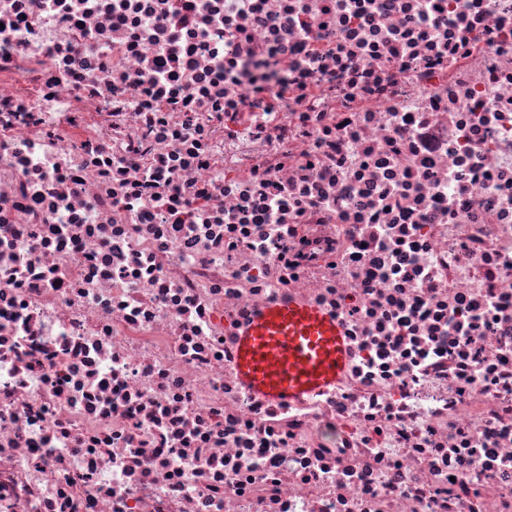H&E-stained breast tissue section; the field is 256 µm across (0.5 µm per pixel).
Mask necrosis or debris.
<instances>
[{
  "label": "necrosis or debris",
  "instance_id": "necrosis-or-debris-1",
  "mask_svg": "<svg viewBox=\"0 0 512 512\" xmlns=\"http://www.w3.org/2000/svg\"><path fill=\"white\" fill-rule=\"evenodd\" d=\"M0 512H512V0H0ZM237 369L262 396L288 399L336 381L342 330L322 309L292 302L270 306L239 334Z\"/></svg>",
  "mask_w": 512,
  "mask_h": 512
}]
</instances>
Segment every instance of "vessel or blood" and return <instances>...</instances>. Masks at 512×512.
Listing matches in <instances>:
<instances>
[{"mask_svg": "<svg viewBox=\"0 0 512 512\" xmlns=\"http://www.w3.org/2000/svg\"><path fill=\"white\" fill-rule=\"evenodd\" d=\"M342 367V330L322 309L275 304L241 332L238 373L262 396H302L335 382Z\"/></svg>", "mask_w": 512, "mask_h": 512, "instance_id": "1", "label": "vessel or blood"}]
</instances>
